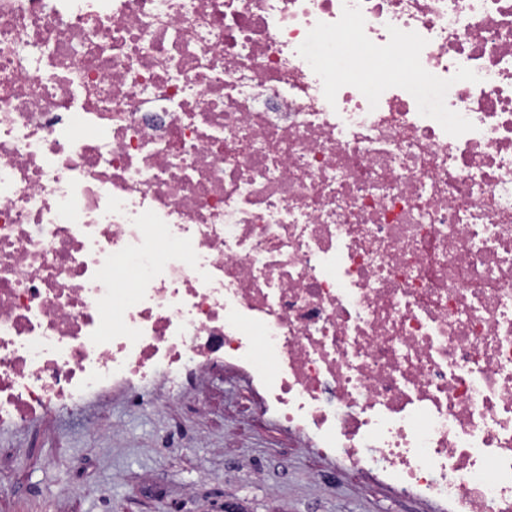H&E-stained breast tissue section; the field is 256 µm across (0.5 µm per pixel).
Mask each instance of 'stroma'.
<instances>
[{"label": "stroma", "mask_w": 512, "mask_h": 512, "mask_svg": "<svg viewBox=\"0 0 512 512\" xmlns=\"http://www.w3.org/2000/svg\"><path fill=\"white\" fill-rule=\"evenodd\" d=\"M0 512H444L376 472L307 448L242 369L193 391L113 387L75 413L0 424Z\"/></svg>", "instance_id": "1"}]
</instances>
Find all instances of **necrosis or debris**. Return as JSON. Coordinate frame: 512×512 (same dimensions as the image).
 <instances>
[{
    "label": "necrosis or debris",
    "mask_w": 512,
    "mask_h": 512,
    "mask_svg": "<svg viewBox=\"0 0 512 512\" xmlns=\"http://www.w3.org/2000/svg\"><path fill=\"white\" fill-rule=\"evenodd\" d=\"M218 359L512 512V0H0V423Z\"/></svg>",
    "instance_id": "1"
}]
</instances>
